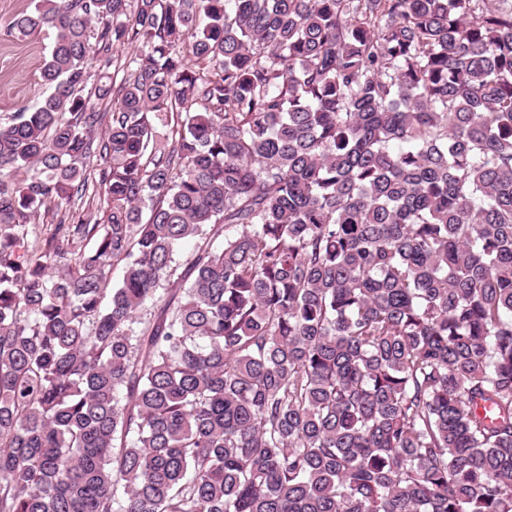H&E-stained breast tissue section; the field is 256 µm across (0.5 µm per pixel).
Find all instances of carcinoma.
Here are the masks:
<instances>
[{
  "label": "carcinoma",
  "mask_w": 512,
  "mask_h": 512,
  "mask_svg": "<svg viewBox=\"0 0 512 512\" xmlns=\"http://www.w3.org/2000/svg\"><path fill=\"white\" fill-rule=\"evenodd\" d=\"M43 29L0 122V512H512V0ZM93 194L90 190V194H86L82 201H76L74 208H72L76 221L80 218V220L90 224L101 222L103 203L100 202L98 195L93 197Z\"/></svg>",
  "instance_id": "carcinoma-1"
}]
</instances>
